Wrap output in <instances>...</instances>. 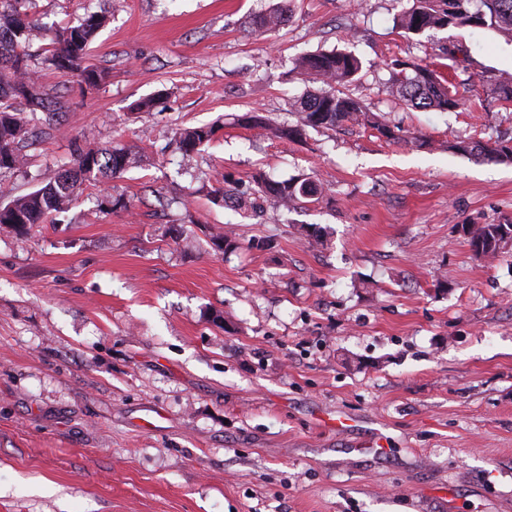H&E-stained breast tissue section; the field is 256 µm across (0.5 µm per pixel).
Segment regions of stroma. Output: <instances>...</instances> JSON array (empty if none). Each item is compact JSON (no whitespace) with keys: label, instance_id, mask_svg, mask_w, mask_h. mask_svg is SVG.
<instances>
[{"label":"stroma","instance_id":"1","mask_svg":"<svg viewBox=\"0 0 512 512\" xmlns=\"http://www.w3.org/2000/svg\"><path fill=\"white\" fill-rule=\"evenodd\" d=\"M123 2L29 6L55 28L106 11L88 61L109 78L85 94L41 67L66 112L12 193L76 144L139 161L55 222L0 226V512H512V250L477 258L462 231L512 219V165L447 148L512 139V102L486 90L512 76V41L406 37L397 0H292L263 33L248 22L270 0ZM443 44L472 107L395 105L389 63ZM332 50L365 65L355 95L431 147L354 123L300 143L238 124L287 119L307 88L296 59ZM202 123L219 130L187 174L165 144ZM258 170L309 174L323 198L267 222L211 203ZM107 195L128 209H101ZM225 226L228 255L210 240Z\"/></svg>","mask_w":512,"mask_h":512}]
</instances>
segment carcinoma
Masks as SVG:
<instances>
[{"mask_svg": "<svg viewBox=\"0 0 512 512\" xmlns=\"http://www.w3.org/2000/svg\"><path fill=\"white\" fill-rule=\"evenodd\" d=\"M29 0H0V177L21 169L23 153L43 130L30 124V117L41 112L49 130L62 121V106L53 90L38 77V67L29 48L44 36L40 22L26 8ZM394 17V25L407 35L419 36L431 30L474 27L512 37V0H410ZM290 8L277 5L251 19L252 29L264 31L285 22ZM105 15L92 13L73 27H65L50 37L51 49L43 62L79 78L82 92L96 90L108 77V71L87 64L89 44L104 22ZM362 61L345 52H320L300 58L296 70L308 81L320 84L292 104L293 121L273 124L268 117L247 113L240 121L252 128L269 129L286 141H300L307 129H336L347 122L362 121L376 128L388 139L400 138V130L391 127L369 112L364 100L350 86L358 80ZM392 92L400 104L423 110L457 112L467 109L471 99V78L449 85L443 73L420 59L394 63ZM215 134L212 125L178 129L173 136L176 148L189 165ZM451 149L463 156L512 164V140L492 143L458 140ZM132 150L124 146L93 148L74 144L73 166L63 169L52 181L38 190L14 195L0 204V224L23 234L35 224H46L52 215L69 210L77 192L85 182L117 177L131 167ZM254 193L270 200L275 207L291 209L302 203L321 199L318 185L308 178L275 181L264 173L253 176ZM212 203L222 207H240L242 197L231 190L212 191ZM473 252L478 258H495L512 241V223L464 224Z\"/></svg>", "mask_w": 512, "mask_h": 512, "instance_id": "carcinoma-1", "label": "carcinoma"}]
</instances>
